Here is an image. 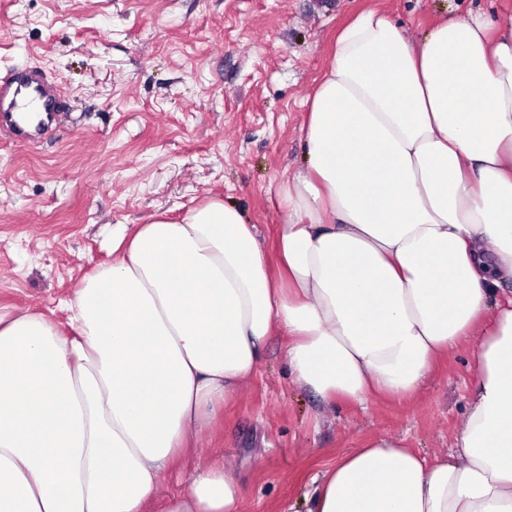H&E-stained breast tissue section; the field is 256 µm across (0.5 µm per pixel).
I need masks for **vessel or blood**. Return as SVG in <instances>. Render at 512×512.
<instances>
[{
	"mask_svg": "<svg viewBox=\"0 0 512 512\" xmlns=\"http://www.w3.org/2000/svg\"><path fill=\"white\" fill-rule=\"evenodd\" d=\"M64 110L59 83L35 67L0 76V136L32 140L55 127Z\"/></svg>",
	"mask_w": 512,
	"mask_h": 512,
	"instance_id": "b4317fda",
	"label": "vessel or blood"
}]
</instances>
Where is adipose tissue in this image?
<instances>
[{"mask_svg":"<svg viewBox=\"0 0 512 512\" xmlns=\"http://www.w3.org/2000/svg\"><path fill=\"white\" fill-rule=\"evenodd\" d=\"M303 148L275 188L276 267L212 199L113 239L70 334L0 310V512H144L278 334L327 405L411 396L464 342L476 366L456 453L368 440L307 512H512V23L449 16L416 41L361 13L308 101ZM241 493L231 464L210 466L158 512H239Z\"/></svg>","mask_w":512,"mask_h":512,"instance_id":"ef3b65f1","label":"adipose tissue"}]
</instances>
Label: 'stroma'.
I'll return each mask as SVG.
<instances>
[{
	"instance_id": "stroma-1",
	"label": "stroma",
	"mask_w": 512,
	"mask_h": 512,
	"mask_svg": "<svg viewBox=\"0 0 512 512\" xmlns=\"http://www.w3.org/2000/svg\"><path fill=\"white\" fill-rule=\"evenodd\" d=\"M368 10L419 37L448 14L512 21V0H0V75L26 61L58 81L71 113L31 144L0 138V307L52 314L112 259V238L211 198L238 208L276 266L285 218L267 189L302 161L307 100L338 31ZM272 337L248 386L221 407L195 466L234 464L240 512H305L315 478L370 438L394 435L430 458L452 452L475 387L466 350L439 359L411 398L366 408L291 381Z\"/></svg>"
}]
</instances>
